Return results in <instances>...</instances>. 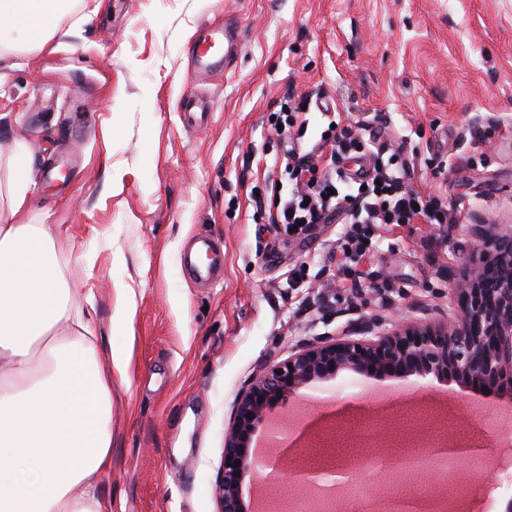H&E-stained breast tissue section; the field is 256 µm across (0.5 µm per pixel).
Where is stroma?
<instances>
[{
  "label": "stroma",
  "mask_w": 512,
  "mask_h": 512,
  "mask_svg": "<svg viewBox=\"0 0 512 512\" xmlns=\"http://www.w3.org/2000/svg\"><path fill=\"white\" fill-rule=\"evenodd\" d=\"M79 0L43 49L0 56V141L24 143L34 187L16 216L56 239L64 276L92 293L101 351L131 352L128 382L112 381V467L101 488L114 512H219L215 485L238 392L297 342L350 320L448 311L465 273L472 224H512V0ZM233 18L241 50L221 75L196 72L188 48L204 23ZM316 97L307 140L327 122L361 123L375 147L412 166L407 189L441 199L448 224L377 225L358 264L362 286L329 256L339 224L301 235L256 213L253 187L289 194L286 136L274 123L288 92ZM192 92L213 117L181 120ZM113 181H106V172ZM195 236L224 244V276H184ZM304 267L307 285L288 271ZM134 333L112 327L116 290ZM318 402L289 395L268 409L297 419L289 459L315 460L349 418L382 422L361 452L375 484L412 409L452 418L460 442L472 419L497 421L512 391L481 394L454 378L342 371L311 383ZM481 470L458 477L499 486L512 447L483 449Z\"/></svg>",
  "instance_id": "1"
}]
</instances>
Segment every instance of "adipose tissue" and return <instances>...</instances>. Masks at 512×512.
<instances>
[{"instance_id": "ef3b65f1", "label": "adipose tissue", "mask_w": 512, "mask_h": 512, "mask_svg": "<svg viewBox=\"0 0 512 512\" xmlns=\"http://www.w3.org/2000/svg\"><path fill=\"white\" fill-rule=\"evenodd\" d=\"M76 0H0V24L43 49ZM8 169L0 210V512H112L101 477L112 466V377L131 354L100 358L93 295L77 298L56 240L16 224L31 188L25 146L0 145Z\"/></svg>"}]
</instances>
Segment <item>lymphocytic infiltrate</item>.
I'll return each mask as SVG.
<instances>
[{"instance_id": "f902f5d3", "label": "lymphocytic infiltrate", "mask_w": 512, "mask_h": 512, "mask_svg": "<svg viewBox=\"0 0 512 512\" xmlns=\"http://www.w3.org/2000/svg\"><path fill=\"white\" fill-rule=\"evenodd\" d=\"M367 147V142L351 130L327 128L309 149H289L286 168L296 188L286 196L274 194L272 199V223L297 228L301 233L313 224H342L338 265L348 270L372 248L373 226L441 225L448 219L437 198L404 191L410 169L399 154L374 164L363 181L348 180L339 166L340 158Z\"/></svg>"}]
</instances>
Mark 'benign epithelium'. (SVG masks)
I'll return each mask as SVG.
<instances>
[{
    "label": "benign epithelium",
    "instance_id": "1",
    "mask_svg": "<svg viewBox=\"0 0 512 512\" xmlns=\"http://www.w3.org/2000/svg\"><path fill=\"white\" fill-rule=\"evenodd\" d=\"M467 273L453 288L454 318L351 320L336 336H318L293 348L288 359L263 364L239 392L224 433V458L216 497L220 512H246L241 496L245 473L261 460L250 440L267 406L306 388L316 379L352 370L367 376L453 377L470 388L512 389V225L473 224ZM354 464L321 472L296 471L331 489L350 478ZM385 512H432L420 497H404Z\"/></svg>",
    "mask_w": 512,
    "mask_h": 512
}]
</instances>
